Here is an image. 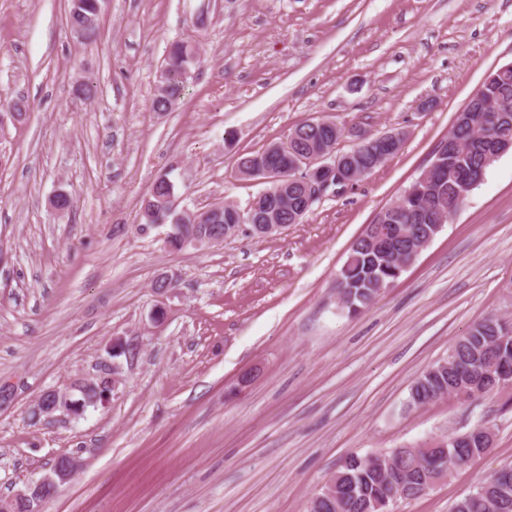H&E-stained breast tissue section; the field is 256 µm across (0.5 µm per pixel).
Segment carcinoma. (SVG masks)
I'll return each mask as SVG.
<instances>
[{
	"label": "carcinoma",
	"instance_id": "carcinoma-1",
	"mask_svg": "<svg viewBox=\"0 0 512 512\" xmlns=\"http://www.w3.org/2000/svg\"><path fill=\"white\" fill-rule=\"evenodd\" d=\"M98 0H71L67 22L72 30H79L83 37L96 36L100 24ZM197 46L190 42L177 41L171 44L163 60L162 78L152 99V109L168 112L176 106L186 92L185 78L189 67L196 60ZM482 96L494 99L498 111L478 112L481 99H470L473 112H459L455 117L456 132L448 138V145L442 161L445 170L433 180L415 181L409 190L418 204L422 217L453 216L462 207L465 199L460 197L461 181L468 179L480 183L490 167L485 162L483 150L470 139V124L479 126L486 137L493 140L502 153L512 143V69L505 75H498L488 84H482ZM308 132L302 149L313 146H334L344 135L343 128L306 126ZM401 138L398 146L369 136L344 153L352 167L351 182H356L366 170H375L382 162L395 155L404 142L406 132L398 130ZM266 152L244 156L239 160L238 170L249 171L268 162L283 170H291L296 162L293 153L265 158ZM175 185L167 177H160L142 201L140 216L142 226L151 228L168 224L166 244L174 249L185 248L186 237L196 231V220L184 216L178 220L167 212L161 198ZM303 194L296 183L288 184L285 194L271 200L269 206L285 214L292 209V203ZM221 212L206 220L208 224H238L240 208L225 203ZM440 225L414 221L407 225L408 236L395 234L391 224H370L351 245L344 265L336 274L337 304L347 312H360L373 305L380 296L379 284L395 281L403 270L393 260V251H408L427 236H436ZM448 365L436 364L424 371L414 382L410 391V403L415 407L439 400V395L460 385L469 389L474 396L488 395L493 391L490 382L482 378L486 364H495L512 370V333L500 324L499 319L488 317L474 325L450 349ZM112 376L108 367L96 379V388L87 392L79 384L70 390V405L92 407V398L97 403L110 399ZM487 427L477 426L470 431L468 441L445 450L426 442L418 448H398L383 455L392 460L391 465H380L377 460H366L351 456L345 460L332 483L325 486L309 502V512H383L382 501L400 491L409 496L416 495L423 486L439 475L440 471L453 466L458 469L480 458L487 450L489 439ZM452 512H512V473L500 474L485 481L477 491L457 502Z\"/></svg>",
	"mask_w": 512,
	"mask_h": 512
}]
</instances>
